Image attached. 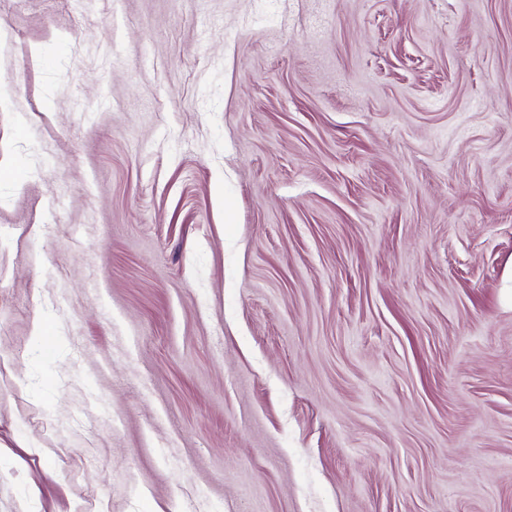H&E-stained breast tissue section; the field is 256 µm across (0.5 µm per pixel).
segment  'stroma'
<instances>
[{"mask_svg":"<svg viewBox=\"0 0 512 512\" xmlns=\"http://www.w3.org/2000/svg\"><path fill=\"white\" fill-rule=\"evenodd\" d=\"M198 496L512 512V0H0V512Z\"/></svg>","mask_w":512,"mask_h":512,"instance_id":"1","label":"stroma"}]
</instances>
